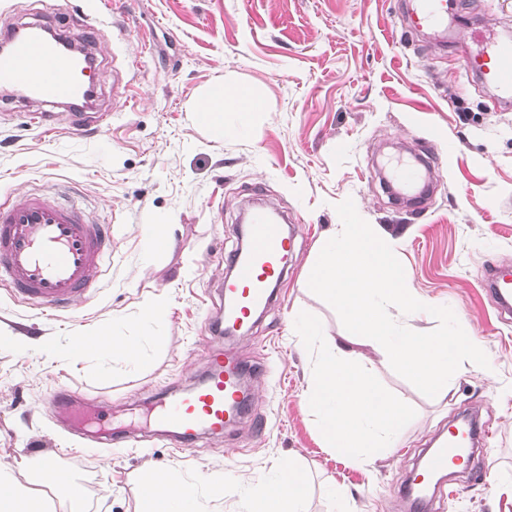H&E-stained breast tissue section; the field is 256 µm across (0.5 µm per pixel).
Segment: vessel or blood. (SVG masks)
<instances>
[{"label": "vessel or blood", "mask_w": 512, "mask_h": 512, "mask_svg": "<svg viewBox=\"0 0 512 512\" xmlns=\"http://www.w3.org/2000/svg\"><path fill=\"white\" fill-rule=\"evenodd\" d=\"M456 0H410L405 31L447 29L448 15ZM68 33L40 22H25L0 32V89L20 91L45 104L34 113L33 124L50 125L53 107L70 111L74 134L101 125L106 113L96 110L98 83L84 79V72L99 73L93 51L77 55L62 49ZM464 64L484 83L512 98V41L493 34L481 35L476 51L467 53ZM247 250L234 253L228 263L231 275L224 280L223 295L232 304L229 323H246L253 311L272 299L282 281L293 249V239L265 207H255L245 226ZM112 258V243L102 225L93 224L73 207L44 194L30 195L17 205H0V281L14 295L43 311H58L85 300L102 279ZM484 284L501 314L512 313V269L501 267L485 273ZM264 366L245 365L236 358L214 354L204 382L190 391L161 402L157 422L193 442L200 432L222 433L238 400L241 385L267 374ZM490 430L469 423L460 441L435 449L425 469L447 470L448 458L460 443L477 447L489 440Z\"/></svg>", "instance_id": "obj_1"}]
</instances>
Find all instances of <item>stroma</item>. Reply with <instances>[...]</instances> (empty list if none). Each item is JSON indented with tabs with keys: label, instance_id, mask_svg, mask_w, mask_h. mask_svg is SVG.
<instances>
[{
	"label": "stroma",
	"instance_id": "35a3bbf8",
	"mask_svg": "<svg viewBox=\"0 0 512 512\" xmlns=\"http://www.w3.org/2000/svg\"><path fill=\"white\" fill-rule=\"evenodd\" d=\"M446 41L404 34L407 0H0V30L34 19L87 35L99 14L98 109L106 126L72 136L67 111L55 130L30 122L33 105L0 94V204L53 194L109 225L112 264L97 292L50 314L0 282V475L67 512L61 494L34 485L41 462L71 472L87 512H137L146 472L201 482L203 512H248L253 496L291 462L306 473L307 512H409L406 479L431 441L469 407L493 431L480 480L441 482L429 512H512V322L502 321L482 281L512 264V109L466 72L463 33L487 25L512 33V0H457ZM245 85L264 101L246 128L200 125L198 103L214 84ZM421 160L431 187L406 205L387 189V163ZM353 199L375 232L391 237L412 293L450 307L490 367L462 365L445 394L429 398L371 345L351 349L391 393L416 411L402 443L360 467L323 448L303 405L308 353L294 322L317 316L345 335L336 311L307 286L312 258ZM256 199L287 214L296 233L278 296L244 335L215 331L225 257L241 245L240 220ZM147 224H166L164 249ZM164 316L145 324L157 297ZM139 339L146 362L90 358L47 363L29 337L66 341L73 331ZM268 375L254 403L223 436L176 449L150 415L167 394L196 385L212 351ZM111 415L124 444L103 452L93 427L50 404Z\"/></svg>",
	"mask_w": 512,
	"mask_h": 512
}]
</instances>
